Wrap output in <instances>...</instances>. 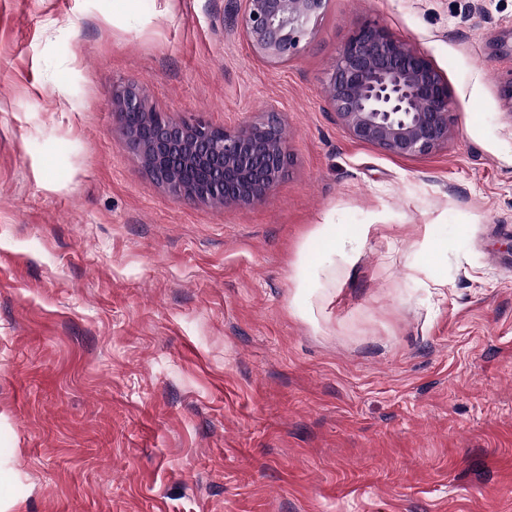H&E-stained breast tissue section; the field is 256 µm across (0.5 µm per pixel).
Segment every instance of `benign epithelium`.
I'll return each mask as SVG.
<instances>
[{
    "instance_id": "benign-epithelium-1",
    "label": "benign epithelium",
    "mask_w": 512,
    "mask_h": 512,
    "mask_svg": "<svg viewBox=\"0 0 512 512\" xmlns=\"http://www.w3.org/2000/svg\"><path fill=\"white\" fill-rule=\"evenodd\" d=\"M239 19L254 54L286 64L301 50L328 0H242ZM325 97L353 139L389 155L432 153L453 135L448 84L431 59L365 21L342 46ZM127 148L174 197L211 206L261 202L292 159L280 114L236 129L176 120L153 110L134 83L112 93Z\"/></svg>"
}]
</instances>
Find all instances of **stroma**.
Returning <instances> with one entry per match:
<instances>
[{
	"label": "stroma",
	"instance_id": "obj_1",
	"mask_svg": "<svg viewBox=\"0 0 512 512\" xmlns=\"http://www.w3.org/2000/svg\"><path fill=\"white\" fill-rule=\"evenodd\" d=\"M233 7L0 0V512H512V0H329L280 66ZM366 20L448 83L430 154L325 99ZM130 82L280 112L289 171L178 200L126 146Z\"/></svg>",
	"mask_w": 512,
	"mask_h": 512
}]
</instances>
